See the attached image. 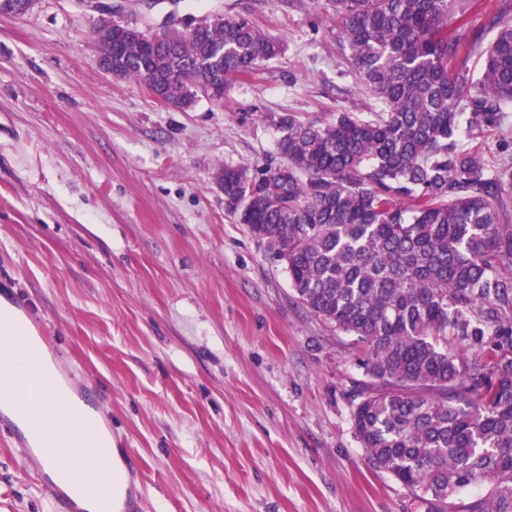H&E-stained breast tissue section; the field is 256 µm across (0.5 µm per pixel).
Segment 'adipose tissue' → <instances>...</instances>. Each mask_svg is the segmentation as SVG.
Listing matches in <instances>:
<instances>
[{
    "label": "adipose tissue",
    "instance_id": "ef3b65f1",
    "mask_svg": "<svg viewBox=\"0 0 512 512\" xmlns=\"http://www.w3.org/2000/svg\"><path fill=\"white\" fill-rule=\"evenodd\" d=\"M36 352L24 386H17L12 366ZM0 411L9 416L40 459L48 479L62 487L78 480L82 512H96L101 497L124 503L129 478L120 452L101 419L89 414L57 362L38 339L0 345Z\"/></svg>",
    "mask_w": 512,
    "mask_h": 512
}]
</instances>
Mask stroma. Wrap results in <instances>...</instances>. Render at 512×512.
Returning <instances> with one entry per match:
<instances>
[{
    "mask_svg": "<svg viewBox=\"0 0 512 512\" xmlns=\"http://www.w3.org/2000/svg\"><path fill=\"white\" fill-rule=\"evenodd\" d=\"M122 4L155 29L242 16L284 45L223 106L180 110L99 65L89 0L0 16V294L97 395L127 512H425L354 435L352 336L301 304L215 182L276 158L281 114L369 110L332 0ZM21 439L0 430V512H55Z\"/></svg>",
    "mask_w": 512,
    "mask_h": 512,
    "instance_id": "stroma-1",
    "label": "stroma"
}]
</instances>
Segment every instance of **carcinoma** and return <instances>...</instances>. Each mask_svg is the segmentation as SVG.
Segmentation results:
<instances>
[{"label": "carcinoma", "mask_w": 512, "mask_h": 512, "mask_svg": "<svg viewBox=\"0 0 512 512\" xmlns=\"http://www.w3.org/2000/svg\"><path fill=\"white\" fill-rule=\"evenodd\" d=\"M370 118L278 116L281 161L221 168L225 210L288 272L297 299L354 337L373 382L352 425L368 463L428 512H512V153L478 146L512 107V4L479 74L448 0H333ZM281 52L243 17L124 41L118 74L190 105ZM462 58L448 70V59ZM477 146L468 147L466 142Z\"/></svg>", "instance_id": "cac0c4a2"}]
</instances>
